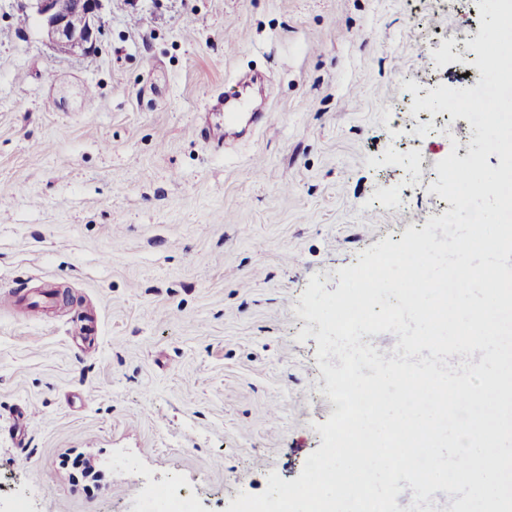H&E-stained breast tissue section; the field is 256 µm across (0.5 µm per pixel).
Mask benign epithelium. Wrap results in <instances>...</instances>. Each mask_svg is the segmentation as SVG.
I'll use <instances>...</instances> for the list:
<instances>
[{"instance_id":"obj_1","label":"benign epithelium","mask_w":512,"mask_h":512,"mask_svg":"<svg viewBox=\"0 0 512 512\" xmlns=\"http://www.w3.org/2000/svg\"><path fill=\"white\" fill-rule=\"evenodd\" d=\"M54 55L78 57L97 48L107 0H23Z\"/></svg>"}]
</instances>
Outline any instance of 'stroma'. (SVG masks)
<instances>
[{
  "label": "stroma",
  "instance_id": "obj_1",
  "mask_svg": "<svg viewBox=\"0 0 512 512\" xmlns=\"http://www.w3.org/2000/svg\"><path fill=\"white\" fill-rule=\"evenodd\" d=\"M22 9L0 0V512H141L147 482L225 512L295 480L342 365L301 296L442 216L432 170L477 131L417 139L404 85L480 82L476 0H108L74 58Z\"/></svg>",
  "mask_w": 512,
  "mask_h": 512
}]
</instances>
